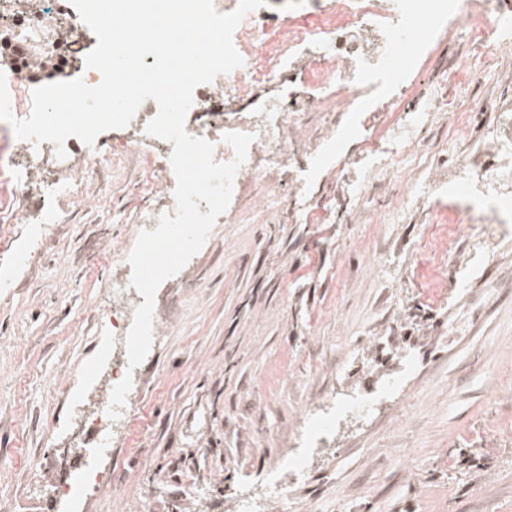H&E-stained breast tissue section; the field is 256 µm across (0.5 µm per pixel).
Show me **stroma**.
Instances as JSON below:
<instances>
[{"label":"stroma","instance_id":"obj_1","mask_svg":"<svg viewBox=\"0 0 512 512\" xmlns=\"http://www.w3.org/2000/svg\"><path fill=\"white\" fill-rule=\"evenodd\" d=\"M488 69L465 35L439 59L474 78L464 100L512 110V41ZM476 113L470 137L432 127L442 157L404 164L438 222L395 209L371 227L319 166L323 220H275L274 191L246 189L236 220L215 225L194 268L158 290L161 331L140 365L137 410L101 465L110 487L82 512H512V223L452 224L464 155L502 157ZM0 143V512H52L48 490L91 433H71L72 395L87 411L105 400L86 372L106 337L100 310L112 251L134 248V210L120 205L140 175L138 154L86 177L84 200L57 224H14L13 173ZM437 188H429V179ZM40 261L14 260L30 236ZM404 393L344 418L314 450L309 475L287 470L313 413L326 401L380 394L406 359Z\"/></svg>","mask_w":512,"mask_h":512}]
</instances>
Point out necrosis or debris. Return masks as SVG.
Listing matches in <instances>:
<instances>
[{
	"instance_id": "1",
	"label": "necrosis or debris",
	"mask_w": 512,
	"mask_h": 512,
	"mask_svg": "<svg viewBox=\"0 0 512 512\" xmlns=\"http://www.w3.org/2000/svg\"><path fill=\"white\" fill-rule=\"evenodd\" d=\"M504 10L503 0H330L285 27L267 24L260 10H253L233 35L242 65L195 89L191 109L206 113L208 120L187 125L186 130L211 141L218 162L234 157L225 134H253L234 180V193L248 184L277 182L283 207L296 214L306 212L315 203L309 171L332 158L338 179L347 182L366 221L385 220L387 205L411 198L414 178L402 159L409 152L425 151L428 128L443 122L454 138L470 128L462 95L471 73L439 68L442 90L432 94L410 83L408 65H397L414 26L422 20L431 29L443 24L463 29L473 54L494 66L499 61L503 35L499 19ZM96 42L74 7L45 13L23 8L20 0H0V70L6 74L9 91L18 95L31 97L39 85L28 66L31 58L44 57L64 67L83 46ZM305 58L315 59V66L301 67ZM321 88L330 89L336 99L327 114V132L295 153L300 108L313 103L315 91ZM259 90L264 93L261 102L241 109V102ZM142 143L150 151L141 157L147 190L136 200V229H155L159 216L176 208L173 145L142 130L136 139L113 140L106 150L69 137L62 158L53 143L26 142L24 150L7 158L15 174L12 191L21 199L37 190L42 199L40 220L57 223L60 200L73 201L83 194L81 180L61 181V173L80 168L94 174L107 163L123 160ZM112 293L116 303L101 311L105 328L112 332V344L104 349L102 361L117 383L127 371L126 335L143 298L136 289L117 285Z\"/></svg>"
}]
</instances>
